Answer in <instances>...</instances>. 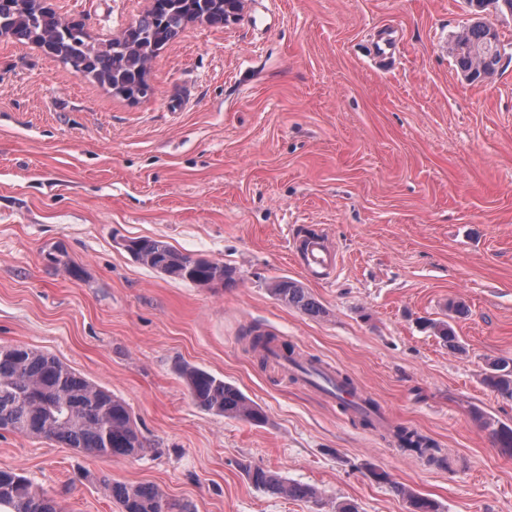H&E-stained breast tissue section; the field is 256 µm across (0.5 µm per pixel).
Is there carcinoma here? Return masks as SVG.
Returning <instances> with one entry per match:
<instances>
[{
	"label": "carcinoma",
	"instance_id": "carcinoma-1",
	"mask_svg": "<svg viewBox=\"0 0 512 512\" xmlns=\"http://www.w3.org/2000/svg\"><path fill=\"white\" fill-rule=\"evenodd\" d=\"M224 23V0H157V5L115 39L93 37L77 19L63 24L55 11L40 0H0V32L21 43L33 44L113 94L136 99L148 93V64L188 22ZM481 24L468 27L466 43L455 56L457 67L471 71L469 51L485 43ZM134 260L140 265L193 284L218 277L226 287L237 283L236 270L217 263L195 264L167 242L153 238L135 240ZM269 292L281 303L301 313L319 317L320 303L301 283L279 277ZM435 334L450 350L460 349L454 330L446 321L432 324ZM274 338L251 333L253 349L262 362L270 357ZM194 403L203 411L251 424L265 421L262 409L235 385L202 368L184 364L179 370ZM483 383L493 391L512 397V359L488 363ZM492 428L495 444L512 455V427ZM0 429L29 437L55 441L99 457L139 456L148 451L131 410L125 401L99 388L56 357L24 346H0ZM394 438L399 447L419 455L434 444L417 430L398 427ZM250 481L264 492L293 500L317 496L309 485L289 482L263 467L241 464ZM103 483L121 512H193L177 504L160 488L149 484ZM397 491L407 503V512H438L436 503L402 487ZM0 512H60L57 500L11 469L0 468Z\"/></svg>",
	"mask_w": 512,
	"mask_h": 512
}]
</instances>
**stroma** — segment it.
<instances>
[{"instance_id": "1", "label": "stroma", "mask_w": 512, "mask_h": 512, "mask_svg": "<svg viewBox=\"0 0 512 512\" xmlns=\"http://www.w3.org/2000/svg\"><path fill=\"white\" fill-rule=\"evenodd\" d=\"M46 4L102 39L150 8ZM468 19L466 0H242L236 23L188 24L159 50L135 101L0 38V346L112 392L152 447L100 458L0 430V467L63 512H120L104 476L195 512H406L401 486L440 512H512V455L483 424L512 425V398L481 382L488 361L512 358V17L487 9L504 55L475 82L454 65ZM387 33L402 59L384 67L371 51ZM306 230L334 249L326 273L298 257ZM137 238L238 281L156 273L124 249ZM277 277L323 315L277 301ZM452 301L468 308L457 351L422 326ZM251 328L348 375L392 425L430 438L433 459L261 364ZM185 363L236 385L265 423L199 409ZM246 463L320 497L269 495ZM268 290L276 300L305 315L319 317L324 313L322 306L308 288L295 280L279 277L269 284Z\"/></svg>"}]
</instances>
